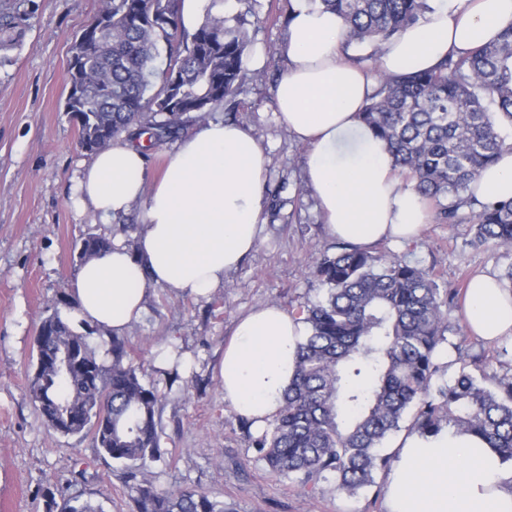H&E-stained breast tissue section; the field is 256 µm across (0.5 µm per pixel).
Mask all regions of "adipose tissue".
I'll use <instances>...</instances> for the list:
<instances>
[{
    "instance_id": "1",
    "label": "adipose tissue",
    "mask_w": 512,
    "mask_h": 512,
    "mask_svg": "<svg viewBox=\"0 0 512 512\" xmlns=\"http://www.w3.org/2000/svg\"><path fill=\"white\" fill-rule=\"evenodd\" d=\"M511 24L512 0H432L423 21L382 45L371 74L342 59L345 32L335 13L294 0L284 43L288 64L274 98L281 124L307 148L306 183L332 235L367 250L387 240L412 242L431 221L386 144L359 119L377 73L433 68ZM146 156L136 143L116 139L78 179L82 203L103 223L144 204L136 249L113 240L109 251L79 267L74 282L77 318L117 334L138 320L147 285L209 297L255 249L261 232L266 158L241 125L198 123L150 184ZM472 189L481 199L512 198V150L484 169ZM464 319L483 340L512 338V292L495 276L476 274ZM305 335L302 318L268 303L241 317L225 343L218 370L224 400L256 429H265L281 406ZM384 506L385 512H512V460L465 431L409 434L397 444Z\"/></svg>"
}]
</instances>
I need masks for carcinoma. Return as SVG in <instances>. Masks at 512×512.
<instances>
[{
	"instance_id": "carcinoma-1",
	"label": "carcinoma",
	"mask_w": 512,
	"mask_h": 512,
	"mask_svg": "<svg viewBox=\"0 0 512 512\" xmlns=\"http://www.w3.org/2000/svg\"><path fill=\"white\" fill-rule=\"evenodd\" d=\"M233 16H208L185 30L181 0H102L82 29L96 44L73 57L74 91L65 112L78 127L81 146L97 152L119 138L147 135L159 147L190 121H204L232 100L249 79L245 54L252 43L248 16L253 0H239ZM336 13L345 46L377 50L424 18L427 0H313ZM29 16L0 19V50L12 49ZM174 48L156 69L159 41ZM512 123V26L461 56L446 55L435 67L381 75L360 118L386 141L394 165L430 200L440 224H473L471 245L512 251V199L481 201L471 184L512 143L501 118ZM471 215H463L464 209ZM112 241L83 239L85 259ZM325 297L298 312L308 336L299 346L294 377L270 428L251 437L257 458L277 476L306 491L334 478L338 494L353 495L390 467L387 438L403 429L421 435L444 427L464 430L512 460V375L449 343L447 310L457 288H442L433 272L389 252H370L343 242L310 268ZM84 334L55 310L38 328L41 354L75 346L81 369L64 376L43 366L29 394L47 423L64 435L92 433L99 452L134 481L137 512H224V503L191 487L161 490L146 477L147 462L161 459L159 394L144 383L124 340L110 337L107 364ZM456 352L459 370L439 382L446 366L438 353Z\"/></svg>"
}]
</instances>
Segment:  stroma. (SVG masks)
<instances>
[{
    "mask_svg": "<svg viewBox=\"0 0 512 512\" xmlns=\"http://www.w3.org/2000/svg\"><path fill=\"white\" fill-rule=\"evenodd\" d=\"M101 0H0V12H31L19 46L0 51V512H46V496L76 495L103 512H135L125 471L99 454L91 435L64 436L47 427L31 401L34 338L44 317L59 310L73 319L72 283L82 263L83 238H123L134 246L142 208L104 224L81 209L74 192L81 165L91 157L79 145L64 110L74 36L97 13ZM258 21L245 65L262 77L238 97L236 123L256 139L268 159L265 224L255 250L208 299L176 296L153 285L145 310L125 332L135 366L159 396L164 460L149 463L163 489L196 487L222 501L226 512H384V497L366 488L336 494L332 482L302 491L257 459L242 418L224 401L215 367L237 319L263 303L290 314L322 299L308 274L321 251L336 241L303 172L306 154L278 120L273 87L286 68L282 51L288 0H258ZM470 224L424 226L408 244L388 251L432 270L440 282L465 286L477 272L500 275L512 258L470 247ZM449 345L439 352L455 376L454 343L512 373V342L489 344L468 333L461 305L448 312ZM187 353L185 370L158 367L162 347Z\"/></svg>",
    "mask_w": 512,
    "mask_h": 512,
    "instance_id": "35a3bbf8",
    "label": "stroma"
}]
</instances>
